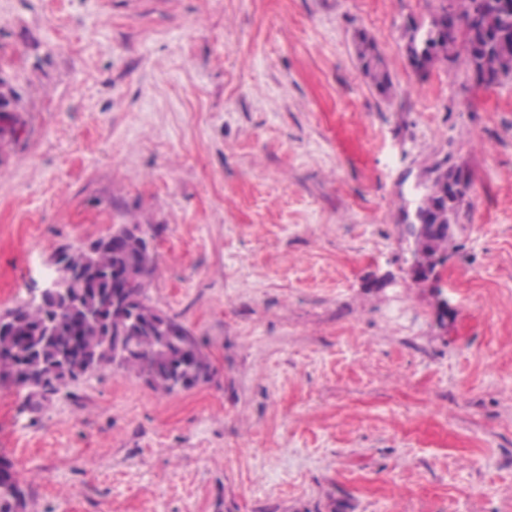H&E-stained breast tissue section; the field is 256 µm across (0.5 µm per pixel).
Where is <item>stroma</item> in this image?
Returning <instances> with one entry per match:
<instances>
[{
  "instance_id": "35a3bbf8",
  "label": "stroma",
  "mask_w": 512,
  "mask_h": 512,
  "mask_svg": "<svg viewBox=\"0 0 512 512\" xmlns=\"http://www.w3.org/2000/svg\"><path fill=\"white\" fill-rule=\"evenodd\" d=\"M441 5L0 0V311L140 224L212 365L0 384L26 512H512V81L409 65ZM447 155L468 215L418 279L401 211ZM354 48L365 76L369 78L379 94L388 96L392 89V81L387 69L375 54L372 40L364 32L357 33Z\"/></svg>"
}]
</instances>
